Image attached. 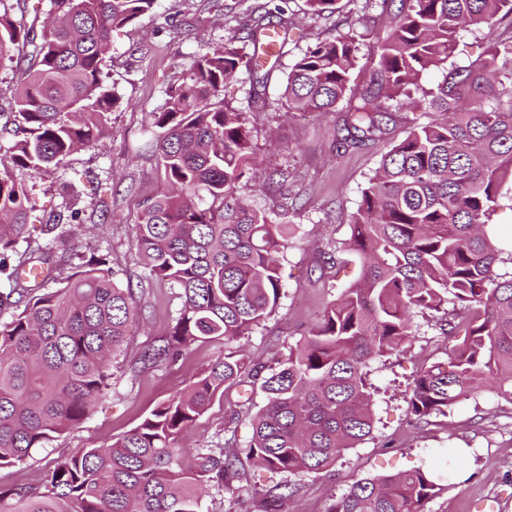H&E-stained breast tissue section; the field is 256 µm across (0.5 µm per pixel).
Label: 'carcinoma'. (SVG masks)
Segmentation results:
<instances>
[{
  "mask_svg": "<svg viewBox=\"0 0 512 512\" xmlns=\"http://www.w3.org/2000/svg\"><path fill=\"white\" fill-rule=\"evenodd\" d=\"M157 0H50L40 34L0 14V61L29 47L19 68L15 133L0 159V469L78 427L112 391L111 363L138 333L139 308L107 260L77 254L65 277L53 259L60 214L42 223L45 244L18 254L33 205L13 171L58 169L78 149L97 145L119 98L105 87L112 31L153 13ZM314 19L336 0H306ZM380 46L371 87L344 120L336 148L383 137L392 108L430 116L390 145L361 191L346 247L359 279L330 302L320 322L275 365L251 362L240 346L220 353L187 388L159 404L102 448L50 462L42 488L0 487V512H202L204 490L233 491L241 459L203 448L191 463L179 441L226 387L260 381L266 404L253 416L246 459L272 473H319L373 430L370 365L406 350L410 314H442L458 338L448 370L425 366L406 392L414 422L445 415L474 390L512 402V278L494 217L512 179V39L494 36L512 19V0H400ZM243 44H213L192 58L160 111L146 144L167 185L143 201L131 246L147 282L178 289L180 308L167 337L145 345L140 370L175 363L195 341H237L279 305L282 258L295 229L279 224L247 194L256 146L248 113L225 103L224 84L244 71L248 103L269 107L258 88L280 67L292 22L277 4L252 13ZM488 34L485 55L467 66L448 60L462 32ZM281 32L270 66L259 59L268 32ZM364 33L350 26L306 45L288 70L290 112L322 114L350 92ZM442 71L425 87L423 78ZM288 171L267 174L286 189ZM439 484L420 468L361 478L325 512H426Z\"/></svg>",
  "mask_w": 512,
  "mask_h": 512,
  "instance_id": "carcinoma-1",
  "label": "carcinoma"
}]
</instances>
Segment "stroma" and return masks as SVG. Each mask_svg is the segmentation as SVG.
Listing matches in <instances>:
<instances>
[{
	"label": "stroma",
	"instance_id": "stroma-1",
	"mask_svg": "<svg viewBox=\"0 0 512 512\" xmlns=\"http://www.w3.org/2000/svg\"><path fill=\"white\" fill-rule=\"evenodd\" d=\"M267 0H158L152 16L113 33L107 84L121 98L96 147L67 157L63 169L18 171L28 187L33 219L52 213L67 215L56 254L105 255L122 287L132 288L143 308V327L133 336L125 357L114 366L112 392L97 403L73 431L33 449L19 466L0 469V486L40 487L47 481L50 459L83 448H98L134 428L159 402L182 392L225 348L221 342H196L171 365L133 373L132 365L149 342L166 336L180 307L177 289L164 283L141 285L142 267L130 248L132 227L140 203L165 188L154 157L137 149L162 107L177 72L192 57L216 42L243 37L250 10ZM331 21L313 20L305 0H288V13L303 38L290 46L281 67L271 73L265 112L252 114L259 171L290 172L287 196L258 195L255 203L274 213L278 222L294 225L296 234L284 251L283 295L277 310L261 323L243 345L252 360L271 364L318 323L329 302L359 276L360 263L346 249L351 218L361 191L390 142L412 125L428 122L427 114L393 112L384 139L357 149L337 150L347 103L320 116L289 112L281 105L286 75L310 38L333 25L357 26L368 36L358 54L351 89L360 94L369 85L378 61V46L391 31L396 0H337ZM19 73L14 63H0V158L14 142V98ZM328 252L332 263L320 261ZM414 338L406 353L376 361L370 383L375 387L374 429L335 466L320 473L291 477L296 491L278 502V512H325L329 495H342L353 481L394 474L418 467L432 471L441 486L426 512H512V402L480 389L460 400L447 415L414 424L405 390L421 365L447 363L453 341L445 336L437 313L416 314ZM266 403L261 389L246 393L239 387L217 395L180 446L186 460L204 448L242 453L252 435L251 418ZM461 459L459 468L451 460ZM274 480L269 473L243 463L235 492L206 493L204 512H257Z\"/></svg>",
	"mask_w": 512,
	"mask_h": 512
}]
</instances>
